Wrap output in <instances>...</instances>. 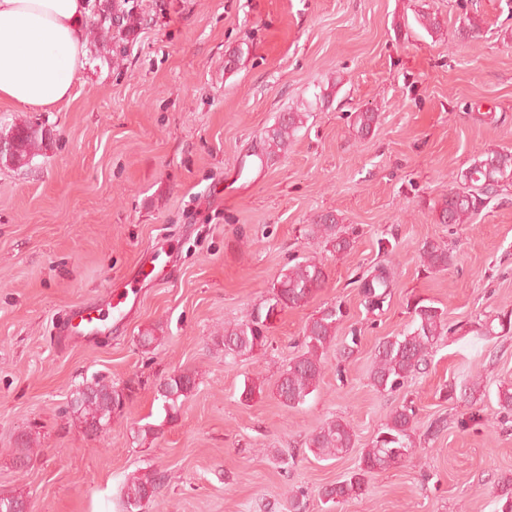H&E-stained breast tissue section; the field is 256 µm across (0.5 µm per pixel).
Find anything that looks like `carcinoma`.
Instances as JSON below:
<instances>
[{
    "instance_id": "cac0c4a2",
    "label": "carcinoma",
    "mask_w": 512,
    "mask_h": 512,
    "mask_svg": "<svg viewBox=\"0 0 512 512\" xmlns=\"http://www.w3.org/2000/svg\"><path fill=\"white\" fill-rule=\"evenodd\" d=\"M129 0H112L104 8L92 6L90 30L95 41L115 44L112 57L125 52L120 42L136 21ZM379 113L359 112L355 118L356 132L362 136L377 123ZM305 113L284 112L263 140L266 156L288 149V143L303 127ZM46 140L43 127L38 124H13L0 132V162L18 167L28 165ZM512 184V152L488 149L474 158L471 164L452 180L448 195L444 197L438 216L442 224H469L499 195L503 187ZM309 235L322 240L329 252L338 256L352 251L356 236L340 224L338 215L325 211L316 215L309 224ZM422 266L430 272L446 271L453 265L454 255L444 245L426 241L420 249ZM327 284L325 264L315 256L306 257L290 266L273 285L272 297L255 306L249 319L224 326L221 337L224 355L240 357L253 355L268 347V329L271 320L285 308H297ZM359 288L364 305L369 311L383 308L393 288L391 268L378 264L367 271ZM411 325L397 336L385 338L375 349L371 381L379 391H397L410 376L427 364V357L437 339L448 332L445 313L439 307L422 299L407 301ZM345 313L341 304L325 307L308 319L300 342L301 351L288 362L273 384L264 380L244 383L241 398L249 401L266 391L288 408L303 405L316 392L325 370V356L330 348L348 357L358 345V337L351 343L337 347V332ZM478 336H506L512 334V310H502L478 323ZM196 387L192 372H179L161 382L157 399L161 400L165 420L177 418L183 401ZM135 392L132 384L118 387L100 379H92L78 389L71 408L82 419L86 430L106 433L111 429L112 417L131 400ZM417 408L413 401L405 400L389 414L370 445L363 449L357 468L343 480L325 487L322 496L328 503L341 504L365 494L367 476L385 471L410 458L414 453V433ZM307 447L322 459L339 458L355 447L352 428L341 420L327 423L308 439ZM161 477L155 472L134 474L124 484L125 512H141L144 503L157 497ZM496 512H512V478L503 481L497 500Z\"/></svg>"
}]
</instances>
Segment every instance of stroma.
Returning a JSON list of instances; mask_svg holds the SVG:
<instances>
[{
    "label": "stroma",
    "instance_id": "35a3bbf8",
    "mask_svg": "<svg viewBox=\"0 0 512 512\" xmlns=\"http://www.w3.org/2000/svg\"><path fill=\"white\" fill-rule=\"evenodd\" d=\"M135 2L120 65L88 61L52 112L0 103L1 126L46 131L31 164L0 165V496L23 494L31 512H124L127 478L154 471L163 482L143 512H292L298 493L305 512H495L512 477V413L495 401L512 384V335L470 327L512 310V186L475 223L443 224L438 212L452 173L487 149L512 152V0ZM424 13L440 32L420 25ZM467 17L481 22L477 38L458 34ZM367 109L379 120L363 137L355 116ZM289 111L305 113L303 127L287 151L257 160ZM329 210L358 235L340 257L307 235ZM427 241L450 248L454 265L425 271ZM146 256L164 274L125 319L89 342L57 341L71 308L106 305ZM307 256L324 261L326 288L278 315L266 351L225 356V324L247 319ZM384 261L395 288L370 313L356 279ZM412 297L443 309L452 331L405 387L378 391L375 348L409 324ZM338 302L356 352H328L300 407L242 401L245 381L275 380L307 320ZM183 371L197 387L170 422L156 386ZM475 375L482 402L442 398L443 385ZM94 377L137 387L101 435L70 405ZM406 398L418 409L413 455L370 475L362 498L324 502ZM336 419L356 446L317 459L305 441Z\"/></svg>",
    "mask_w": 512,
    "mask_h": 512
}]
</instances>
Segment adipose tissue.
<instances>
[{
  "label": "adipose tissue",
  "instance_id": "adipose-tissue-1",
  "mask_svg": "<svg viewBox=\"0 0 512 512\" xmlns=\"http://www.w3.org/2000/svg\"><path fill=\"white\" fill-rule=\"evenodd\" d=\"M88 0H0V102L51 112L88 56Z\"/></svg>",
  "mask_w": 512,
  "mask_h": 512
}]
</instances>
